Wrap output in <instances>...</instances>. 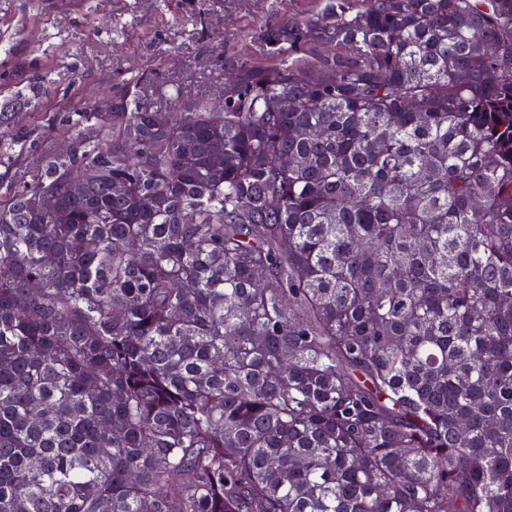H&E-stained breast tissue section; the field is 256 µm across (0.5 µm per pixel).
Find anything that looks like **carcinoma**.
I'll list each match as a JSON object with an SVG mask.
<instances>
[{
    "label": "carcinoma",
    "instance_id": "obj_1",
    "mask_svg": "<svg viewBox=\"0 0 512 512\" xmlns=\"http://www.w3.org/2000/svg\"><path fill=\"white\" fill-rule=\"evenodd\" d=\"M259 41L67 153L0 105V512H512V0Z\"/></svg>",
    "mask_w": 512,
    "mask_h": 512
}]
</instances>
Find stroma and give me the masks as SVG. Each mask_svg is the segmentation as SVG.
<instances>
[{"label": "stroma", "instance_id": "35a3bbf8", "mask_svg": "<svg viewBox=\"0 0 512 512\" xmlns=\"http://www.w3.org/2000/svg\"><path fill=\"white\" fill-rule=\"evenodd\" d=\"M318 0H0V95L42 78L51 90L15 126L35 131L42 147L70 139L65 112L110 99L132 78L168 107V84L184 101L218 89L234 57L255 55L265 26L304 19Z\"/></svg>", "mask_w": 512, "mask_h": 512}]
</instances>
